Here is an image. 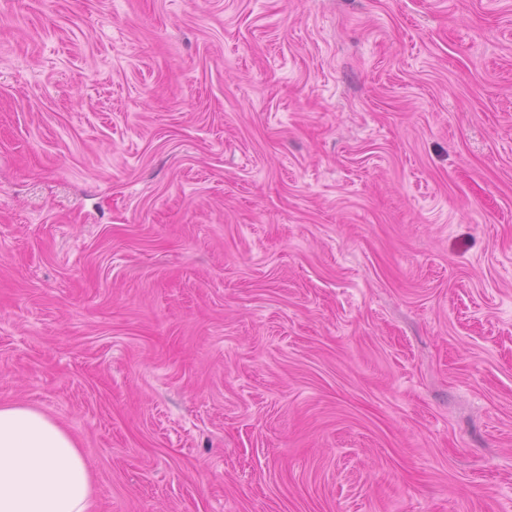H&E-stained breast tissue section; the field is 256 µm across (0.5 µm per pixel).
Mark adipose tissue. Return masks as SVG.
<instances>
[{"mask_svg":"<svg viewBox=\"0 0 512 512\" xmlns=\"http://www.w3.org/2000/svg\"><path fill=\"white\" fill-rule=\"evenodd\" d=\"M97 483L72 435L22 402L0 405V512H95Z\"/></svg>","mask_w":512,"mask_h":512,"instance_id":"ef3b65f1","label":"adipose tissue"}]
</instances>
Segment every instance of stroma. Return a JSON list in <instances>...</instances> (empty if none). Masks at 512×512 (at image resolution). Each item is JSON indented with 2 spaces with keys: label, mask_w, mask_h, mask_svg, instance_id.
<instances>
[{
  "label": "stroma",
  "mask_w": 512,
  "mask_h": 512,
  "mask_svg": "<svg viewBox=\"0 0 512 512\" xmlns=\"http://www.w3.org/2000/svg\"><path fill=\"white\" fill-rule=\"evenodd\" d=\"M96 512H512V0H0V404Z\"/></svg>",
  "instance_id": "1"
}]
</instances>
